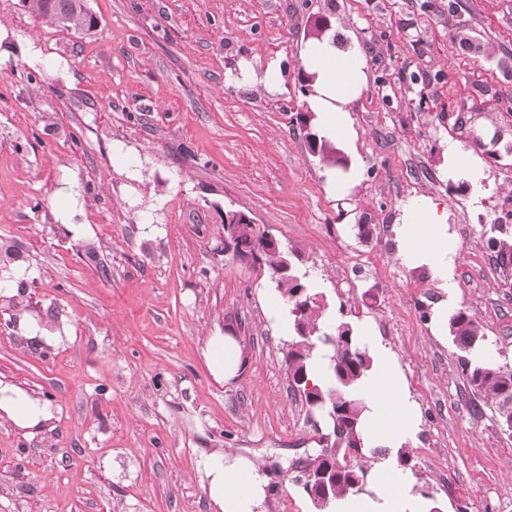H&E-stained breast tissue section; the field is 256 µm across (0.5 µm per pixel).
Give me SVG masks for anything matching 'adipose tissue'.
Here are the masks:
<instances>
[{
  "mask_svg": "<svg viewBox=\"0 0 512 512\" xmlns=\"http://www.w3.org/2000/svg\"><path fill=\"white\" fill-rule=\"evenodd\" d=\"M300 62L311 78L307 106L315 115L319 135L350 155L346 168L326 170L329 192L347 196L362 174L355 155L357 132L351 105L367 84V53L357 38L341 45L327 33L301 46ZM394 232L402 263L426 268L443 291L434 307L433 320L434 332H442L448 325L449 309L456 305L458 288V245L448 236V211L430 197H411L399 207ZM371 350L376 363L355 391L365 406L362 436L366 447L381 446L391 455L373 462L367 492L333 499L327 512H428L427 500L414 490L408 473L392 455L393 450L413 439L417 408L395 356L376 342ZM203 355L214 378L223 382L239 374L244 358L234 336L220 333L206 339ZM0 410L16 426L26 429L49 420L54 412L50 403L2 384ZM203 470L213 512H266L269 477L260 463L214 451L205 456Z\"/></svg>",
  "mask_w": 512,
  "mask_h": 512,
  "instance_id": "obj_1",
  "label": "adipose tissue"
}]
</instances>
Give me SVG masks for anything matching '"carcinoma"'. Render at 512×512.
I'll list each match as a JSON object with an SVG mask.
<instances>
[{
    "label": "carcinoma",
    "instance_id": "obj_1",
    "mask_svg": "<svg viewBox=\"0 0 512 512\" xmlns=\"http://www.w3.org/2000/svg\"><path fill=\"white\" fill-rule=\"evenodd\" d=\"M29 8L57 26L75 32H89L96 26L85 0H26ZM296 120L307 129L310 153L324 165L342 162L336 147L320 137L315 129L314 113L299 112ZM503 226L493 224L486 234L485 247L503 264L512 263V240L501 237ZM226 238L250 249L251 258L265 266L273 288L288 305L293 332L288 343L286 363L292 388L300 392L307 405L324 411L331 426L340 431L327 448L308 462L310 473L317 476L329 470L331 459L339 467L325 482L317 479L303 491L312 501L317 512H323L336 497L358 493L366 483L367 469L357 462L343 461L349 447H364L362 438L363 406L354 396L357 384L373 367V358L358 336L356 326L344 321L333 324L327 321L328 309L319 299L313 283L306 274L299 272L294 260L297 251L284 250L268 242L266 234L256 231L255 225L243 213L229 212L224 219ZM448 332L453 344L463 352V373L472 390L495 405L498 421L504 431L512 434V367L479 359L475 352L484 340L477 319L464 309L448 317ZM321 346L331 352L329 357V382L324 388L307 387L308 371L313 352Z\"/></svg>",
    "mask_w": 512,
    "mask_h": 512
}]
</instances>
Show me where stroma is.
Masks as SVG:
<instances>
[{"mask_svg": "<svg viewBox=\"0 0 512 512\" xmlns=\"http://www.w3.org/2000/svg\"><path fill=\"white\" fill-rule=\"evenodd\" d=\"M86 4L97 26L76 33L0 0V245L22 255L0 265V383L57 407L31 435L0 417V512H212L203 459L219 448L263 463L268 512H315L291 466L320 416L290 385L266 269L224 249L229 210L299 251L333 316L396 354L421 415L414 486L440 512H512V437L434 335L442 293L393 233L409 197L447 205L456 306L512 365V264L483 246L512 206V0ZM319 17L369 56L352 105L364 175L344 199L295 120ZM273 58L286 90L230 81ZM451 138L484 161L480 198L449 189ZM64 177L73 198L54 195ZM218 330L246 357L226 384L202 354Z\"/></svg>", "mask_w": 512, "mask_h": 512, "instance_id": "1", "label": "stroma"}]
</instances>
